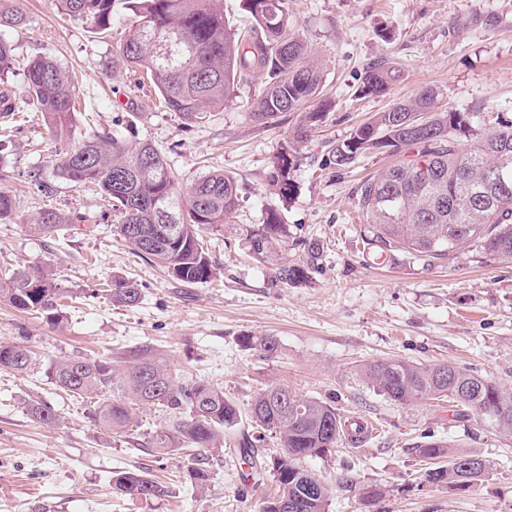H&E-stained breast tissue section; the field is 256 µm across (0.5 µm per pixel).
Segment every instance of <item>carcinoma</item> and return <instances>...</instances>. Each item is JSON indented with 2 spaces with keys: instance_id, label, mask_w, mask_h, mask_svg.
<instances>
[{
  "instance_id": "carcinoma-1",
  "label": "carcinoma",
  "mask_w": 512,
  "mask_h": 512,
  "mask_svg": "<svg viewBox=\"0 0 512 512\" xmlns=\"http://www.w3.org/2000/svg\"><path fill=\"white\" fill-rule=\"evenodd\" d=\"M71 19L87 21L99 32L112 29L113 10L121 4L130 17L128 36L112 63L141 71L154 86L159 102L178 113L185 124H204L210 109L224 105L231 89L265 78L252 103L250 116L261 124L286 112L302 116L294 141L306 139L308 128L324 118L323 109L310 110L321 93V67L296 28L288 0H241L252 26L236 31L224 20L218 0H56ZM24 23L11 0H0V31ZM11 46L0 38V75L12 72ZM395 62L387 59L366 67L358 88L364 96H384L399 80ZM27 97L40 112L50 136L67 144L57 167L61 177L94 186L118 218L116 234L137 254L153 260L168 276L184 284H203L216 275V263L204 247L201 232L230 223L238 207V186L222 171H210L183 187L161 154L147 143L130 147L117 135H86L74 118L76 88L72 75L56 62L34 55L26 65ZM436 86L420 87L355 128L349 138L329 151L326 164L351 167L367 153H387L399 160L377 177L361 181L357 206L366 218L368 241L382 250L415 256L446 257L475 247L512 262V122L484 128L474 112H457L443 103ZM297 151L280 152L267 173L270 194L282 202L299 190L294 172ZM44 208L36 226L52 231L58 224H75ZM288 227L276 210L247 236L248 252L260 263L274 266L283 285L306 282L316 259L300 265L283 260ZM69 292L48 267L19 265L0 279V297L16 309L39 314L56 324L59 300ZM106 296L114 303L134 305L140 289L115 275ZM245 345L272 353V336H248ZM33 352L24 344L0 340V369L27 371ZM443 364H422L403 358L366 364L362 376L387 399L406 404L446 398L476 413L481 423L512 433V391L459 367L446 377ZM51 383L90 404L98 424L114 434L143 427L142 415L159 413L164 429L149 436L150 450L162 456L184 448L224 452V430L242 420L237 404L224 389L184 373L168 359L140 352L114 362L81 355L61 357L48 369ZM26 410L50 426L59 421L50 406L31 400ZM255 434L239 443L250 465L269 470L277 492L261 502L260 512H327L329 490L301 465L308 458H326L347 440L363 439V425L346 421L336 409L302 397L276 384L254 397L248 412ZM280 451L258 462L267 439ZM423 459L448 456V465L428 474L431 483L468 489L482 481L490 464L477 454L449 453L448 443L431 441L416 448ZM203 455L188 469L193 486L202 490L209 473ZM116 493L141 501L164 496L166 487L145 471H120L112 476Z\"/></svg>"
}]
</instances>
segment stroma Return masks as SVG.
I'll use <instances>...</instances> for the list:
<instances>
[{
  "mask_svg": "<svg viewBox=\"0 0 512 512\" xmlns=\"http://www.w3.org/2000/svg\"><path fill=\"white\" fill-rule=\"evenodd\" d=\"M18 4L24 24L0 32L15 58L0 91L16 108L14 121L0 122L7 144L0 188L16 197L12 219L0 221V266L51 267L77 298L55 325L0 297V339L34 353L28 372L0 370V512H259L276 483L263 470L241 479L234 444L251 433L249 420L225 431L226 450L210 454L209 481L199 491L188 480L190 456L159 458L140 436L103 429L86 402L47 377L63 356L120 360L134 349L166 355L223 388L244 412L274 383L375 426L360 444L346 442L332 456L306 460L329 490L328 512H512V433L484 427L475 413L445 401L394 404L360 373L364 364L391 357L450 362L512 389V263L469 248L434 259L367 244L356 191L391 157L368 154L342 171L325 164L333 143L424 85L439 86L449 109L478 113L487 125L512 120V0H288L320 59L333 106L308 132L296 172L300 192L285 205L270 194L266 174L299 117L252 120L249 104L262 78L235 86L208 124L190 127L155 108L152 88L136 85L135 73L113 69L129 28L124 14L110 33L99 34L62 16L55 0ZM36 54L73 75L83 133L122 135L132 118L136 141L152 144L181 185L212 170L236 178L234 223L204 233L219 266L213 281L184 285L134 254L115 234V216L96 191L60 177L63 146L49 137L25 92V66ZM380 58L396 62L399 80L384 97H357L366 64ZM49 206L78 216V223L41 233L32 219ZM272 207L288 226V261L306 263V243L319 247L307 283L276 282L274 269L247 252L248 230ZM116 275L138 285L137 305L116 306L101 295ZM249 335L275 337L277 351L243 347ZM32 399L49 404L59 424L32 418L25 409ZM433 440L488 460V477L465 491L430 483L429 465L415 448ZM132 469L154 475L167 494L145 502L113 492L114 472ZM375 485L382 497L365 504L364 493Z\"/></svg>",
  "mask_w": 512,
  "mask_h": 512,
  "instance_id": "obj_1",
  "label": "stroma"
}]
</instances>
